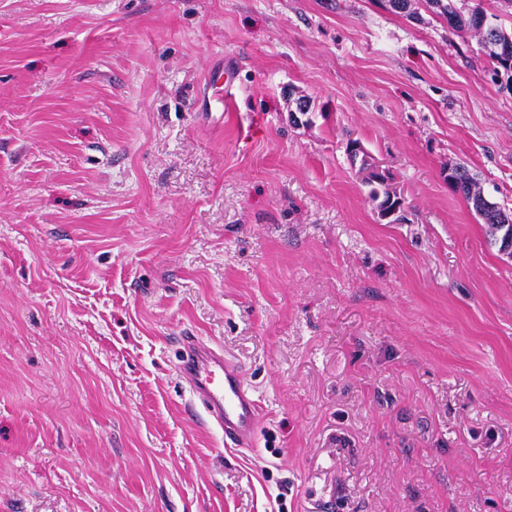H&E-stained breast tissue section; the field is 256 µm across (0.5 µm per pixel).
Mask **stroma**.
I'll list each match as a JSON object with an SVG mask.
<instances>
[{
	"mask_svg": "<svg viewBox=\"0 0 512 512\" xmlns=\"http://www.w3.org/2000/svg\"><path fill=\"white\" fill-rule=\"evenodd\" d=\"M459 165L512 212V90L422 2L0 0V512H512V259ZM448 180L454 186L465 200L471 205L472 209L487 226L492 236L502 232L500 224L508 222L512 216L507 214L500 206L489 202L482 194L477 178L471 174L465 166L459 165L452 169L448 174ZM177 369L194 399L193 410L224 433V445L250 450L264 423L258 399L245 383L242 365L198 336H179Z\"/></svg>",
	"mask_w": 512,
	"mask_h": 512,
	"instance_id": "stroma-1",
	"label": "stroma"
}]
</instances>
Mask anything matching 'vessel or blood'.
I'll use <instances>...</instances> for the list:
<instances>
[{
	"label": "vessel or blood",
	"instance_id": "1",
	"mask_svg": "<svg viewBox=\"0 0 512 512\" xmlns=\"http://www.w3.org/2000/svg\"><path fill=\"white\" fill-rule=\"evenodd\" d=\"M177 369L201 419L223 432L225 446L254 448L264 413L245 383L242 365L222 348L188 334L179 339Z\"/></svg>",
	"mask_w": 512,
	"mask_h": 512
}]
</instances>
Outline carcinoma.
Returning <instances> with one entry per match:
<instances>
[{"instance_id": "carcinoma-1", "label": "carcinoma", "mask_w": 512, "mask_h": 512, "mask_svg": "<svg viewBox=\"0 0 512 512\" xmlns=\"http://www.w3.org/2000/svg\"><path fill=\"white\" fill-rule=\"evenodd\" d=\"M428 6L448 21L451 28L468 27L478 32L480 42L489 44L484 52L492 64V78L504 74L506 81H512V31L493 22L497 15H488L481 3L477 2L463 12L456 0H427ZM448 180L487 226L490 235L501 232V225L512 219L500 206L489 202L482 194L477 178L462 165L452 169Z\"/></svg>"}]
</instances>
